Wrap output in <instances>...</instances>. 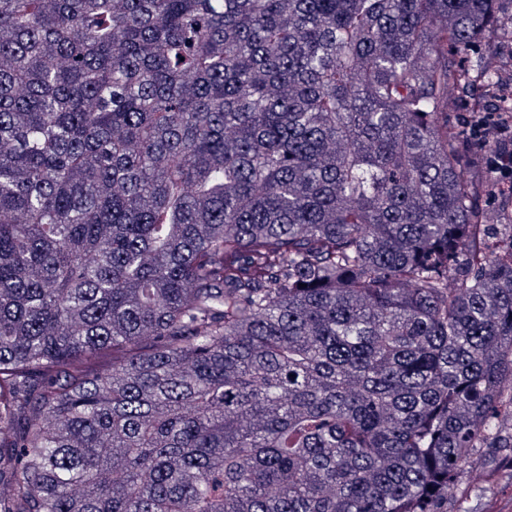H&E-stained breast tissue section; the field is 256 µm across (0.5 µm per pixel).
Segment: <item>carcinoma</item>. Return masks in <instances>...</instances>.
I'll use <instances>...</instances> for the list:
<instances>
[{
  "label": "carcinoma",
  "mask_w": 512,
  "mask_h": 512,
  "mask_svg": "<svg viewBox=\"0 0 512 512\" xmlns=\"http://www.w3.org/2000/svg\"><path fill=\"white\" fill-rule=\"evenodd\" d=\"M497 0H0V512H445L506 448ZM501 40L495 33L486 36L472 47V52H469L468 58L474 57L492 62L498 65L508 76L511 53L509 47L507 52L502 51ZM496 92V89H493L492 87L482 83H475L473 86L469 87L463 92H458L456 90L451 91L449 94L450 98L452 100L456 98L457 99L454 103L449 105L448 117H453L455 114H457L456 112H462L457 107V100L462 97H478V99L483 100L484 103L487 104L489 109L496 110L498 108ZM480 118L472 124L471 135L482 142L493 140L498 150L488 155L486 162L497 174V184L512 185V164L505 157L512 152V120L505 115L509 112H480Z\"/></svg>",
  "instance_id": "carcinoma-1"
}]
</instances>
